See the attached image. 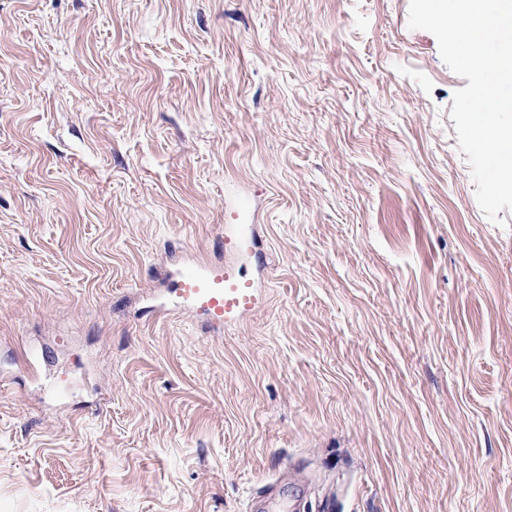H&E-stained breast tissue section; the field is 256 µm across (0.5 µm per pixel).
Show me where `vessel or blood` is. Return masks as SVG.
Masks as SVG:
<instances>
[{"label":"vessel or blood","mask_w":512,"mask_h":512,"mask_svg":"<svg viewBox=\"0 0 512 512\" xmlns=\"http://www.w3.org/2000/svg\"><path fill=\"white\" fill-rule=\"evenodd\" d=\"M254 238L253 225L229 224L225 227L224 246L240 253ZM172 289L177 307L203 315L215 326L239 319L258 304L253 281L232 265L219 269L206 264L179 268Z\"/></svg>","instance_id":"1"}]
</instances>
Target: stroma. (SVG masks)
Returning a JSON list of instances; mask_svg holds the SVG:
<instances>
[{
	"label": "stroma",
	"instance_id": "35a3bbf8",
	"mask_svg": "<svg viewBox=\"0 0 512 512\" xmlns=\"http://www.w3.org/2000/svg\"><path fill=\"white\" fill-rule=\"evenodd\" d=\"M408 16L0 0V512H512V211ZM241 201L259 306L152 313Z\"/></svg>",
	"mask_w": 512,
	"mask_h": 512
}]
</instances>
